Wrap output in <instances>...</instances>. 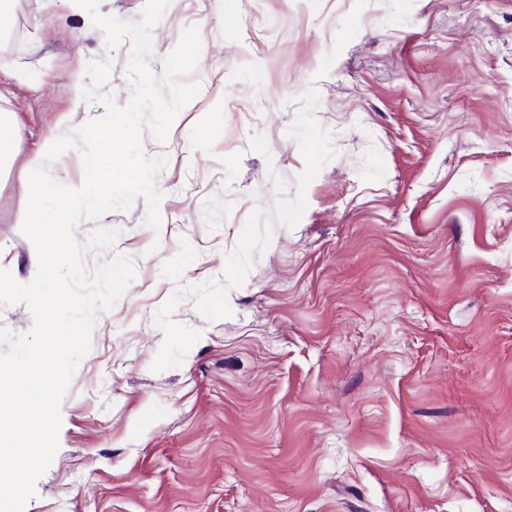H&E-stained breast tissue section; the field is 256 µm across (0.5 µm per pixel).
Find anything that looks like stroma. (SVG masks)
Masks as SVG:
<instances>
[{
	"mask_svg": "<svg viewBox=\"0 0 512 512\" xmlns=\"http://www.w3.org/2000/svg\"><path fill=\"white\" fill-rule=\"evenodd\" d=\"M200 93L142 133L147 203L115 228L137 277L99 312L25 512H512V0H170ZM0 109V269L35 247L20 174L101 118L88 62L126 104L130 42L75 4L18 0ZM0 170L3 163H9L14 156V148L19 138V129L10 112L0 110Z\"/></svg>",
	"mask_w": 512,
	"mask_h": 512,
	"instance_id": "obj_1",
	"label": "stroma"
}]
</instances>
